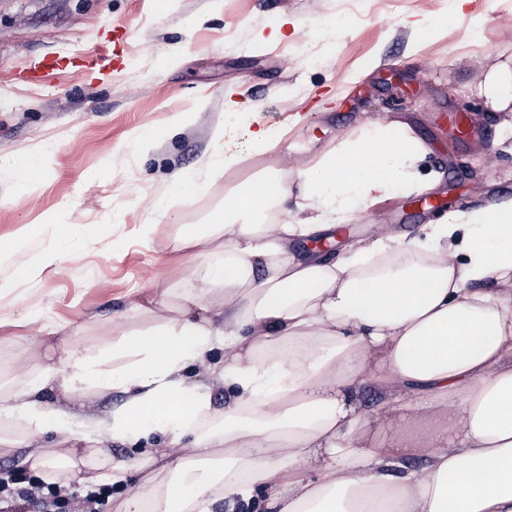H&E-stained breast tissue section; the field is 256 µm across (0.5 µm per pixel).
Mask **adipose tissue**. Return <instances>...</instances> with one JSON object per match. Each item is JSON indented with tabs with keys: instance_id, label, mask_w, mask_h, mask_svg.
Here are the masks:
<instances>
[{
	"instance_id": "ef3b65f1",
	"label": "adipose tissue",
	"mask_w": 512,
	"mask_h": 512,
	"mask_svg": "<svg viewBox=\"0 0 512 512\" xmlns=\"http://www.w3.org/2000/svg\"><path fill=\"white\" fill-rule=\"evenodd\" d=\"M479 91L489 111L512 112V58ZM427 151L404 123L369 130L303 171L314 216L297 224L266 221L291 202L275 172L226 192L206 224L178 223L169 197L154 198L177 243L204 258L177 318L121 335L108 355L89 346L48 376L19 356L15 387L0 392V418L17 426L10 448L47 483L138 475L115 512H212L257 496L261 512H512V198L395 250L350 246L331 265L288 249L408 182ZM39 222L52 238L37 265L83 247L81 226L59 237L52 216ZM191 365L223 383V410L184 385ZM54 381L67 393L117 386L126 400L78 434L37 399ZM357 382L383 391L392 438L357 417ZM137 432L156 443L108 455L107 442ZM408 451L422 469H402Z\"/></svg>"
}]
</instances>
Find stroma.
Instances as JSON below:
<instances>
[{
	"label": "stroma",
	"instance_id": "35a3bbf8",
	"mask_svg": "<svg viewBox=\"0 0 512 512\" xmlns=\"http://www.w3.org/2000/svg\"><path fill=\"white\" fill-rule=\"evenodd\" d=\"M451 3L0 0V155L23 159L55 144L32 197L0 170V237L46 213L61 232L93 228L82 252L33 277L0 266V387L13 386L11 365L42 327H64L69 351L108 353L120 332L144 333L157 317L176 316L198 260L194 249H175L174 225L155 220L156 196L175 195L180 223L203 224L225 191L274 169L298 197L308 165L363 129L402 120L428 147L413 168L415 180L432 184L428 206H411L413 192L402 186L356 210L321 247L296 237L289 250L338 258L379 230L412 239L450 214L511 198L512 151L500 142L508 115L487 111L477 88L490 64L512 54V0L459 15ZM437 15L443 24L424 35ZM88 52L117 59L118 70L88 72L77 63ZM33 56L65 65L50 83L15 85L14 70ZM231 107L247 119L224 125ZM461 112L473 134L453 123ZM259 124L276 139L266 152L250 137ZM219 125L225 151L242 163L204 190L178 186L177 172L213 153ZM137 133L148 151L131 148ZM93 169L100 179L86 182ZM158 289L162 306L138 310Z\"/></svg>",
	"mask_w": 512,
	"mask_h": 512
}]
</instances>
